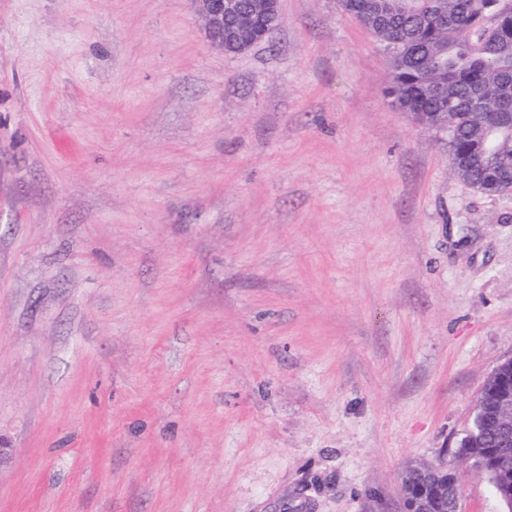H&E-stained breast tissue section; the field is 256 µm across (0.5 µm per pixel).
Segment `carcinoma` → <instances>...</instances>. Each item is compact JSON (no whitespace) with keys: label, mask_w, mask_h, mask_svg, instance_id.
<instances>
[{"label":"carcinoma","mask_w":512,"mask_h":512,"mask_svg":"<svg viewBox=\"0 0 512 512\" xmlns=\"http://www.w3.org/2000/svg\"><path fill=\"white\" fill-rule=\"evenodd\" d=\"M492 0H339L343 12L381 42L394 48L387 97L428 126L448 130L451 158L460 178L482 193L512 189V116L504 102L512 100V27L492 38L481 20ZM264 22L244 37L233 20L225 22L224 53L236 54L261 38ZM497 377L487 380L475 417H495ZM495 436L489 426L458 448L462 457L482 459L490 482L498 474ZM428 493L448 490V503L458 495L455 471Z\"/></svg>","instance_id":"1"}]
</instances>
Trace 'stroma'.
I'll use <instances>...</instances> for the list:
<instances>
[{
    "instance_id": "stroma-1",
    "label": "stroma",
    "mask_w": 512,
    "mask_h": 512,
    "mask_svg": "<svg viewBox=\"0 0 512 512\" xmlns=\"http://www.w3.org/2000/svg\"><path fill=\"white\" fill-rule=\"evenodd\" d=\"M338 0H0V512H403L512 359V191ZM192 3L196 13L203 22L207 40L212 46L223 50L225 54H236L261 38L262 27L264 25V22L261 20L258 21L253 31L248 34L247 37L238 34L237 25L241 32H246L249 29L252 14L239 16L241 12L237 0H192ZM225 14L238 16V24L230 19L228 21L225 20L224 26ZM271 32L265 33L262 39L256 41L253 45L263 40Z\"/></svg>"
}]
</instances>
